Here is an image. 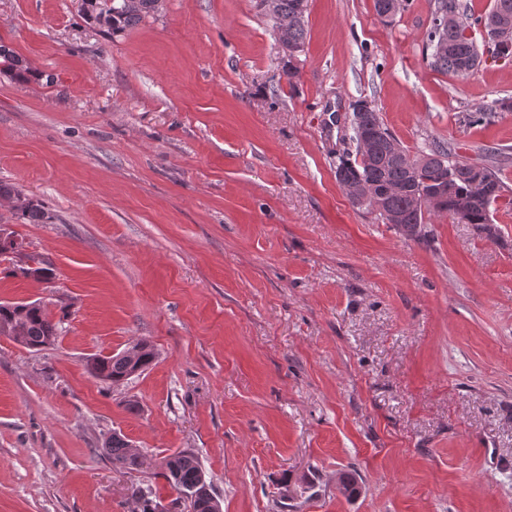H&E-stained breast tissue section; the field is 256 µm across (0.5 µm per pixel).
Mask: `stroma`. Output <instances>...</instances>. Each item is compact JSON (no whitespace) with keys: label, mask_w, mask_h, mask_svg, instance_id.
Here are the masks:
<instances>
[{"label":"stroma","mask_w":512,"mask_h":512,"mask_svg":"<svg viewBox=\"0 0 512 512\" xmlns=\"http://www.w3.org/2000/svg\"><path fill=\"white\" fill-rule=\"evenodd\" d=\"M434 13L308 0L290 81L262 0H164L114 36L80 0H0L37 75L0 71V182L52 216L0 199V225L56 273L0 260V303L68 311L53 348L0 336V512H130L138 482L170 503L159 463L183 449L222 512H512V208L491 237L435 215L413 239L336 180L361 102L512 185V111L467 120L512 100V60L437 71ZM139 339L151 369L88 372ZM115 431L140 470L113 471ZM0 198L13 203L16 217L22 224H47L51 218L41 203L27 197L12 186L0 184ZM7 238L10 239L2 246L0 245V255L4 257V260L9 259L12 261V272L13 274L20 275L27 279H32L40 283H51L55 278L54 268L50 261H40L36 266H20L16 258V253L23 249V241H19L15 231H8ZM140 346L136 359L126 354L127 347L119 353L110 355L95 354L87 360V368L92 376L105 384L119 386L132 376L140 375L155 364L157 353L147 342L139 340L130 346ZM138 365V372L132 375L133 369Z\"/></svg>","instance_id":"35a3bbf8"}]
</instances>
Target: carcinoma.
Here are the masks:
<instances>
[{
    "instance_id": "obj_1",
    "label": "carcinoma",
    "mask_w": 512,
    "mask_h": 512,
    "mask_svg": "<svg viewBox=\"0 0 512 512\" xmlns=\"http://www.w3.org/2000/svg\"><path fill=\"white\" fill-rule=\"evenodd\" d=\"M84 16L110 34L130 29L155 13V0H139L137 7H125L124 0H87ZM307 0H275L278 22L275 32L282 49L293 53L302 50L306 38L303 3ZM448 13L459 18L460 24L444 28L434 25L429 33L433 48L431 65L455 76H468L481 64L479 49L473 41L463 37L466 28H477L482 16L474 13L468 0H436L435 13ZM491 13L498 22L512 25V0H494ZM0 66L18 81H25L31 69L9 47L0 45ZM504 102L482 106L471 115L472 122L488 125L495 121L498 111L511 109ZM353 134L349 140L355 144V158L340 156L336 164V177L348 189L365 190L369 194V208L378 212L383 223L395 218L400 230L413 237L432 214L447 215L462 224H475L484 229L491 223L490 209L499 202L512 203V189L498 173L485 166H477L462 159L453 149L431 145L413 153L404 147L389 131L379 116L365 104L354 108L351 118ZM377 137L373 146L361 149V135ZM0 198L13 203L17 219L23 224H45L50 215L45 207L27 197L20 190L0 184ZM8 242L0 245V255L12 261V272L27 279L48 284L54 279L50 261L35 266L18 265L16 253L23 249L15 232L7 233ZM62 320L41 303L16 302L0 304V335L33 352L57 344L61 336ZM136 359L126 352L95 354L87 360L92 376L105 384L119 386L132 377L133 369L143 373L155 364L157 353L147 342L139 340ZM103 453L112 460V468L132 472L143 466L134 453L130 440L120 432H112L103 445ZM162 476L177 493L175 504L184 512H221L220 502L214 495L211 480L196 455L182 450L165 458ZM129 500L135 504L133 512H157L161 501L147 484H133L128 488Z\"/></svg>"
}]
</instances>
